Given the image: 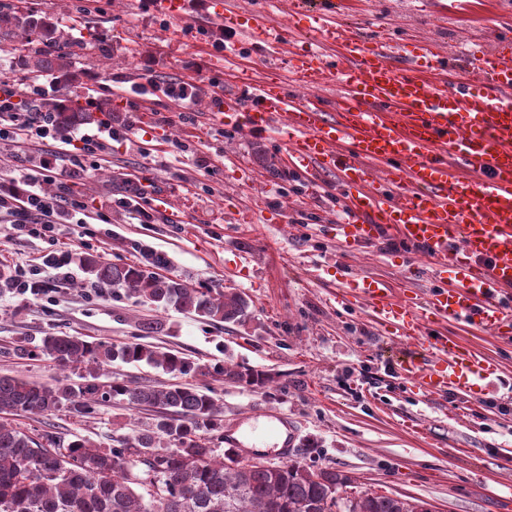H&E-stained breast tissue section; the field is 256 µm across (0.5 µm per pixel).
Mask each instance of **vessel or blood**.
Instances as JSON below:
<instances>
[{
  "label": "vessel or blood",
  "mask_w": 512,
  "mask_h": 512,
  "mask_svg": "<svg viewBox=\"0 0 512 512\" xmlns=\"http://www.w3.org/2000/svg\"><path fill=\"white\" fill-rule=\"evenodd\" d=\"M212 7V19L257 49L288 42L268 8ZM307 22L306 47L291 63L308 84L337 81L335 111L247 79L211 109L225 124L276 135L289 167L336 173L344 218L332 231L346 255L390 238L429 259L437 286L426 298L356 274L348 286L376 323L426 350V362H398L405 380L432 396H471L476 382L499 381V369L447 325L512 342V43L467 52L482 75L477 90L437 84L448 62L431 46L421 48L427 68L404 67L391 43L366 41L323 12ZM328 45L332 64L321 53Z\"/></svg>",
  "instance_id": "obj_1"
}]
</instances>
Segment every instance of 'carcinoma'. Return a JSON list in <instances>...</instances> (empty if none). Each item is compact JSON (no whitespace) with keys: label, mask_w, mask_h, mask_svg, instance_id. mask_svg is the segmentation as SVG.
<instances>
[{"label":"carcinoma","mask_w":512,"mask_h":512,"mask_svg":"<svg viewBox=\"0 0 512 512\" xmlns=\"http://www.w3.org/2000/svg\"><path fill=\"white\" fill-rule=\"evenodd\" d=\"M83 25L81 14L62 25L32 11L22 14L13 3L0 6V27L14 38L13 51L24 70L56 78L65 95L45 103L61 138L95 120L70 101L76 90L69 47L72 31ZM140 254L132 264L87 253L72 254L71 262L112 295L157 310L172 307L204 324L239 323L249 316V302L241 294L162 275L158 270L169 264L166 255L146 249ZM12 352L21 359L50 356L65 370L87 371L92 381L53 386L0 376V512H431L419 500L376 491L338 498L349 476L331 465L292 459L252 463L236 448L209 446V435L224 428V411L204 379L265 385L268 375L252 367L206 364L180 351L139 342H90L69 333H48L32 349L20 342ZM118 359L161 369L177 382H99L100 369ZM111 399L156 415L109 448L78 436L65 443L48 432L38 441L8 420L17 413L51 415L63 407L89 417L97 404Z\"/></svg>","instance_id":"cac0c4a2"}]
</instances>
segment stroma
<instances>
[{"instance_id":"obj_1","label":"stroma","mask_w":512,"mask_h":512,"mask_svg":"<svg viewBox=\"0 0 512 512\" xmlns=\"http://www.w3.org/2000/svg\"><path fill=\"white\" fill-rule=\"evenodd\" d=\"M311 2L365 38L381 35L401 49L435 45L457 65L459 78L475 87L480 77L462 63L464 51L512 41V0ZM87 23L93 47L74 53L76 89L82 98L112 101L108 118L119 133L105 143L112 166L104 171L89 159L80 168L67 165L41 188L52 193L61 183L74 186L111 222H62L59 246L111 263L136 262L143 248L165 254V275L240 292L250 314L242 323L209 326L113 297L75 266L68 286L51 285L37 296L0 293V375L78 383V375H66L50 357H15L13 343L36 344L62 331L119 344L138 336L139 322L158 318L164 329L150 336L151 344L269 376L261 388L212 381L224 410V428L213 433L212 447H232L237 429H260L278 418L296 458L335 466L353 479L354 490L411 497L431 512H512V345L467 335V342L499 361L504 378L483 386L477 399L453 392L430 397L406 382L392 362L399 343L364 305L337 304L336 291L354 273L404 281L421 296L434 286L428 261L383 242L342 257L329 230L342 216L336 175L322 174L321 186L312 188L306 174L284 166L277 139L225 126L210 110L212 82L232 90L241 69L258 78L281 75L291 96L335 105L337 84L303 85L289 67V53L299 49L302 36L261 56L236 35L228 41L232 57L224 61L213 53L215 24L158 14L152 0H98ZM150 78L158 92L146 99L129 95V87ZM181 83L193 86L197 98L177 101L165 94V87ZM60 146L50 137L39 149L17 152L0 140V178L14 177ZM145 178L184 223H169L159 210L155 223L140 224L132 209L120 206V199H137ZM50 250L42 238L15 237L0 223L1 272L35 273L51 284L57 274L44 263ZM150 419L112 400L90 417L60 411L44 421L20 415L14 422L33 436L48 428L65 440L80 436L108 448Z\"/></svg>"}]
</instances>
